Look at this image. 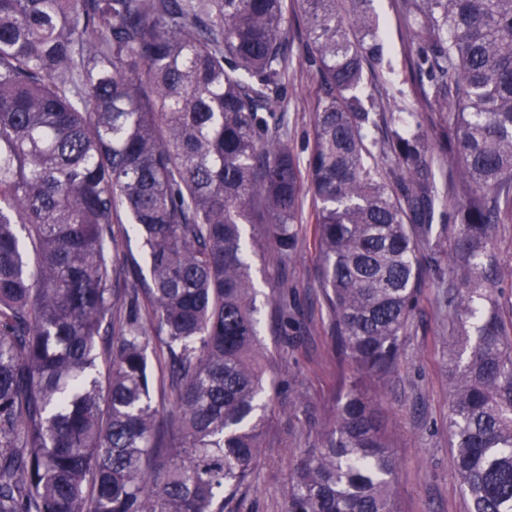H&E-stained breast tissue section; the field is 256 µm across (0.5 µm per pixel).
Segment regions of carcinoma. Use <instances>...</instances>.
Returning <instances> with one entry per match:
<instances>
[{"label":"carcinoma","mask_w":512,"mask_h":512,"mask_svg":"<svg viewBox=\"0 0 512 512\" xmlns=\"http://www.w3.org/2000/svg\"><path fill=\"white\" fill-rule=\"evenodd\" d=\"M295 2L320 83L304 168L288 0H0V512L229 510L267 417L242 225L261 213L287 263L306 189L355 375L291 470L287 512H397L373 393L427 275L448 307L469 512H512V315L496 295L512 278L496 251L512 224V0H397L418 95L448 115L435 138L385 112L373 0ZM121 210L148 277L120 254Z\"/></svg>","instance_id":"obj_1"}]
</instances>
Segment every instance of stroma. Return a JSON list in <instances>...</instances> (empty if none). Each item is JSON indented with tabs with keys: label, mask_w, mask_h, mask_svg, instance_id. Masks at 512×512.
I'll return each instance as SVG.
<instances>
[{
	"label": "stroma",
	"mask_w": 512,
	"mask_h": 512,
	"mask_svg": "<svg viewBox=\"0 0 512 512\" xmlns=\"http://www.w3.org/2000/svg\"><path fill=\"white\" fill-rule=\"evenodd\" d=\"M374 8L394 67L387 89L392 96L389 111L402 120L424 122L433 116L446 122V115L413 92L409 43L394 0H374ZM288 32L292 59L287 87L288 141L304 161L313 144L319 82L305 61L304 29L292 22ZM315 206L312 194H305L298 249L286 265H278L268 247L250 258L257 289L258 334L264 348L262 363L272 390L260 461L250 487L234 504L235 512H285L290 468L314 446L334 413L337 398L353 379L349 366L338 359L331 339L310 222ZM283 291L288 294L291 325L281 336L272 330V316ZM437 293V283L426 279L401 338L398 364L380 398L382 422L399 461L396 487L400 512H467V498L455 476L448 440V330Z\"/></svg>",
	"instance_id": "stroma-1"
}]
</instances>
